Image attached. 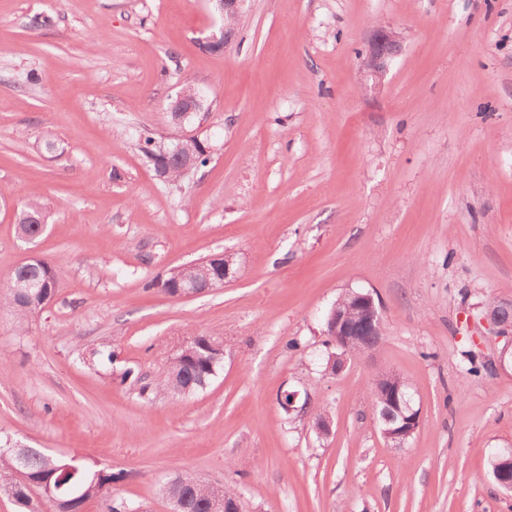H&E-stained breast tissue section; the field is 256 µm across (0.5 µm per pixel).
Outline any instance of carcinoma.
<instances>
[{
    "mask_svg": "<svg viewBox=\"0 0 512 512\" xmlns=\"http://www.w3.org/2000/svg\"><path fill=\"white\" fill-rule=\"evenodd\" d=\"M139 150L153 165L161 163L163 154L153 133L142 130L138 133ZM49 215L41 197L32 193L24 207L17 214V232L26 239L39 230H45ZM209 269L205 265L194 267L177 266L169 270L166 281L173 287L192 281L199 288L208 287ZM58 270L51 263L36 258L14 269L9 290L0 298V309L10 312L18 331L28 329L31 318L43 309L45 301L56 294ZM462 370L469 376L478 377L487 370L486 364L470 351L462 352ZM224 356L214 348L208 336H197L193 342L174 357L166 376L159 380L155 389L158 392L186 396L205 389L216 375ZM25 480H20L17 471L15 452L0 448V491L13 492L14 503L19 512H43L36 492L50 487L56 495V508L61 512H79L83 502L91 497H99L107 504V512H130L123 502L114 503L112 484L119 482L120 473L93 470L80 459L55 457L42 451L29 457L25 470ZM164 494L168 498L172 512H209V504L214 498H232L235 493L223 486L206 483L191 474H179L166 482Z\"/></svg>",
    "mask_w": 512,
    "mask_h": 512,
    "instance_id": "1",
    "label": "carcinoma"
}]
</instances>
